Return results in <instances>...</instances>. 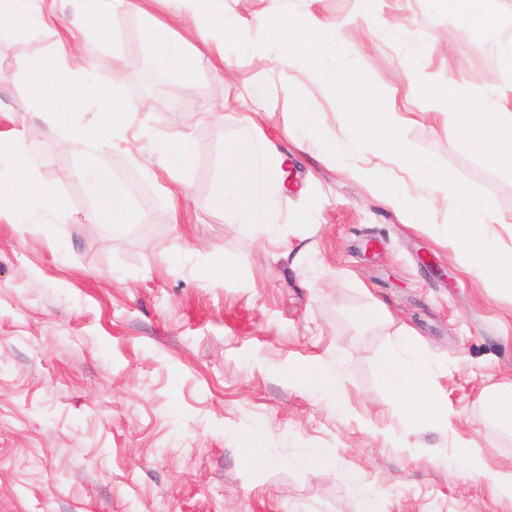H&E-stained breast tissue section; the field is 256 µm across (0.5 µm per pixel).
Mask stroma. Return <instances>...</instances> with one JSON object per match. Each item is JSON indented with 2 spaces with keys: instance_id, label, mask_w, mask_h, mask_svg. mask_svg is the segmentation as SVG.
I'll list each match as a JSON object with an SVG mask.
<instances>
[{
  "instance_id": "35a3bbf8",
  "label": "stroma",
  "mask_w": 512,
  "mask_h": 512,
  "mask_svg": "<svg viewBox=\"0 0 512 512\" xmlns=\"http://www.w3.org/2000/svg\"><path fill=\"white\" fill-rule=\"evenodd\" d=\"M48 7L30 0L31 25L0 31V138L48 156L36 177L65 203L57 213L33 201L22 224L0 214V512H360L367 486L379 512H512L453 457L463 446L512 469V432L486 405L488 388L512 385V293L454 247L453 197L424 219L398 215L375 184L288 130L291 85L330 133L348 125L312 68L278 64L281 47L255 28L250 43L227 40L220 58L190 39L192 96L164 72L162 95L133 119L194 142L178 200L143 142L121 143L105 170L121 189L134 174L145 195L128 196L134 221L122 233L89 223L96 151L19 111L28 87L17 64L65 37L105 91L121 68L120 95L137 102L157 68L143 28L170 16L159 0H130L104 40L64 19L40 24ZM487 7L492 40L433 0H376L370 15L360 0H224L243 23L279 9L335 26L400 115L403 143L488 196L499 218L488 236L507 255L512 167L473 154L451 115L512 111V0ZM376 15L402 25L401 43L387 41ZM451 77L452 105L438 93ZM256 84L264 98L249 97ZM254 110L285 158V248L233 204H216L238 118ZM399 325L430 355L433 394L455 412L448 430L399 419L380 373ZM318 367L336 374L335 388L301 377ZM255 448L268 464L253 461ZM310 448L336 456L335 472L311 463Z\"/></svg>"
}]
</instances>
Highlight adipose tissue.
Segmentation results:
<instances>
[{
	"mask_svg": "<svg viewBox=\"0 0 512 512\" xmlns=\"http://www.w3.org/2000/svg\"><path fill=\"white\" fill-rule=\"evenodd\" d=\"M164 2L172 15L191 23L196 35L210 45L216 56H223L226 36L248 35L250 28L227 17L222 0ZM142 37L158 65L178 73L184 86H191L193 61L174 32L164 24L151 21L146 24ZM19 69L30 87L28 108L43 116L51 126L68 127L72 139L82 144L99 149L108 140L124 139L132 116L141 109L138 103L116 97L111 103V114L100 113L84 123L71 124L74 111L84 99L96 94L100 85L91 76L90 64L80 59L72 44L64 40L52 55L21 61ZM453 119L469 150L512 166V112L495 108L457 112ZM258 130L252 116L244 115L240 126L243 149L228 156L218 195L236 201L261 235L283 242L287 236L277 200L280 190L270 187L265 178L269 169L281 167L282 160L267 140L259 138ZM152 144L154 155L167 168L177 172L190 168L194 151L189 135L156 134ZM9 154L17 174L16 181L6 190L13 215H25L27 203L34 197L42 199L52 210L62 209L63 200L57 189L35 177L36 171L46 165V158L33 155L19 139L10 145ZM92 195L93 222H112L117 231L132 222L131 210L104 170H96L92 178ZM381 374L386 385L400 398L404 420L449 427L450 408L431 393L433 371L428 354L404 329L396 330L385 353ZM455 454L468 474L490 481L496 497L512 500V470L491 466L485 458L465 448L456 449Z\"/></svg>",
	"mask_w": 512,
	"mask_h": 512,
	"instance_id": "obj_1",
	"label": "adipose tissue"
}]
</instances>
